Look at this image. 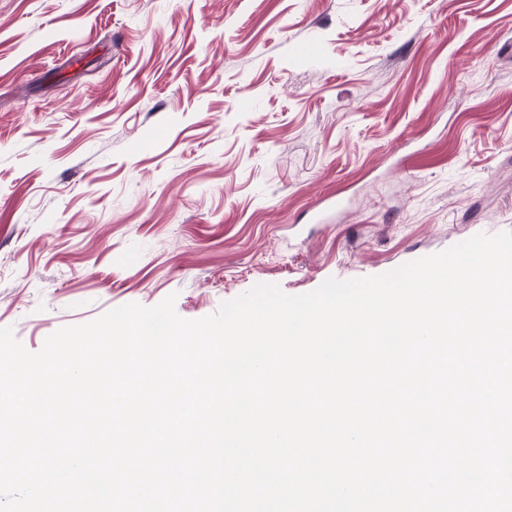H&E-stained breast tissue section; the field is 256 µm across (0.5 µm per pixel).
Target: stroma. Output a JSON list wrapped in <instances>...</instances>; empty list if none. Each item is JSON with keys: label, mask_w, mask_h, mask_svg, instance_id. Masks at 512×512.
I'll return each mask as SVG.
<instances>
[{"label": "stroma", "mask_w": 512, "mask_h": 512, "mask_svg": "<svg viewBox=\"0 0 512 512\" xmlns=\"http://www.w3.org/2000/svg\"><path fill=\"white\" fill-rule=\"evenodd\" d=\"M502 231L512 0H0V327L29 351Z\"/></svg>", "instance_id": "stroma-1"}]
</instances>
